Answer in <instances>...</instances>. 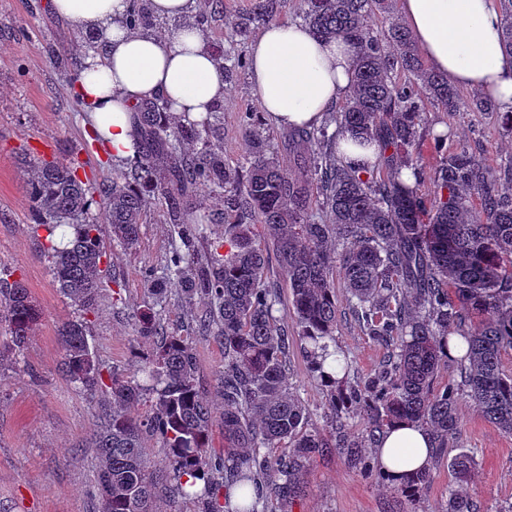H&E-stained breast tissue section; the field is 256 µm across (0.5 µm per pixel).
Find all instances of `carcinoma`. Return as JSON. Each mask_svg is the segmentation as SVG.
I'll list each match as a JSON object with an SVG mask.
<instances>
[{
  "label": "carcinoma",
  "mask_w": 512,
  "mask_h": 512,
  "mask_svg": "<svg viewBox=\"0 0 512 512\" xmlns=\"http://www.w3.org/2000/svg\"><path fill=\"white\" fill-rule=\"evenodd\" d=\"M287 0H255L252 11L230 23L236 44L251 26L273 21ZM146 0H132L126 24L152 25ZM396 0H303L302 19L318 36L342 37L355 50L354 83L329 124L286 132L296 174L271 151L274 134L258 113L241 116L250 143L246 165L224 161L213 140L217 112L180 122L169 103L138 106L147 147L130 168L97 189L112 240L136 248L142 217L164 200L171 247L163 275L145 276L152 302L133 315L137 337L153 342L138 376L105 371L92 343L86 315L96 312L107 288L102 225L91 214L93 196L64 162H25L36 226L46 232L43 249L64 298L80 311L58 327L64 370L85 392L108 397L98 415L93 445L99 467L96 492L104 512H155L157 489L173 483L198 512H223L221 497L239 490L234 512H258L266 495L293 499L315 456L327 448L344 451L374 480L389 481L366 456L380 433L398 420L428 428L433 458L448 452L465 394L501 430L512 433V373L501 352L512 348V165L492 171L472 149L448 148V132L427 125L425 103L446 112H491V100L463 98L448 80L425 68L407 29L395 16ZM505 20L502 46L512 55V0H500ZM388 20L382 34L370 19ZM404 70L412 79L399 82ZM346 133L378 146L376 163L358 172L336 158ZM427 142L436 165H423L414 150ZM386 171L380 175V171ZM430 182V193L421 186ZM224 199V211L201 207L200 194ZM224 225V239L211 227ZM263 225L276 244L289 310L306 350L312 380L326 388L331 431L308 430V410L284 378L288 331L274 315L277 288L267 280V255L252 232ZM72 230V237L59 228ZM348 301L368 335L388 349L370 378L349 381L351 362L330 349L337 325L336 270ZM0 270V362L27 349L41 313L28 288ZM176 289L185 307L204 304L202 329L214 330L224 346V371L215 391L220 406L202 390L195 339L163 329L155 307ZM464 354L457 376L434 387L448 343ZM336 357L339 371L326 368ZM154 400L150 413L129 409L143 400L145 383ZM360 415L365 429L346 431ZM224 429L236 452L232 459L211 445L213 427ZM161 437L167 470H151L145 437ZM286 448L277 468L263 450ZM449 466L457 485L442 512H479L467 491L476 462L461 451ZM426 468L400 488L419 495L431 482Z\"/></svg>",
  "instance_id": "cac0c4a2"
}]
</instances>
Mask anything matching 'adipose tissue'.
Masks as SVG:
<instances>
[{
  "mask_svg": "<svg viewBox=\"0 0 512 512\" xmlns=\"http://www.w3.org/2000/svg\"><path fill=\"white\" fill-rule=\"evenodd\" d=\"M195 0H147L160 32L126 26L128 0H51L53 13L72 28L98 33L76 83L90 103V129L120 162L135 156L137 105L173 101L175 113L197 118L223 105L222 63L207 48L191 14ZM399 16L429 66L458 89L479 91L503 112L512 111V57L501 40L504 18L497 0H398ZM249 81L267 119L279 127L317 125L347 95L354 49L324 39L305 24L273 21L250 45ZM430 431L399 422L374 450L394 484L429 466Z\"/></svg>",
  "mask_w": 512,
  "mask_h": 512,
  "instance_id": "adipose-tissue-1",
  "label": "adipose tissue"
}]
</instances>
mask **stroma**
<instances>
[{"label":"stroma","mask_w":512,"mask_h":512,"mask_svg":"<svg viewBox=\"0 0 512 512\" xmlns=\"http://www.w3.org/2000/svg\"><path fill=\"white\" fill-rule=\"evenodd\" d=\"M51 0H0V269L24 281L42 311L23 356L0 364V512H101L93 492L97 451L90 438L97 426L99 400L70 381L63 370L57 328L78 312L60 294L42 254L45 231L34 228L28 178L17 165L24 154L37 161L70 159L80 177L99 183L120 169L87 133V107L77 105L69 72L53 55L61 45L77 43L76 30L55 16ZM256 98L247 76L229 83L218 132L227 162L248 158L239 116L254 111ZM435 129L448 130L450 147L479 144L486 164L512 161V133L502 112H447L426 108ZM161 205L143 217L136 249L107 246L113 276L90 317L100 362L125 375H136L149 342L135 339L132 314L147 300L144 272L160 267L169 254L171 234ZM335 345L353 364L357 377L373 374L386 355L383 343L368 336L337 287ZM290 342L288 386L309 411V426L328 425L325 389L306 372L304 343L291 315H284ZM460 433L449 455L464 450L477 469L469 492L481 512H499L512 502V434L488 421L468 397L458 404ZM415 500L389 484L366 480L336 449L317 456L306 476L303 496L269 501L267 512H443L456 479L447 462Z\"/></svg>","instance_id":"35a3bbf8"}]
</instances>
